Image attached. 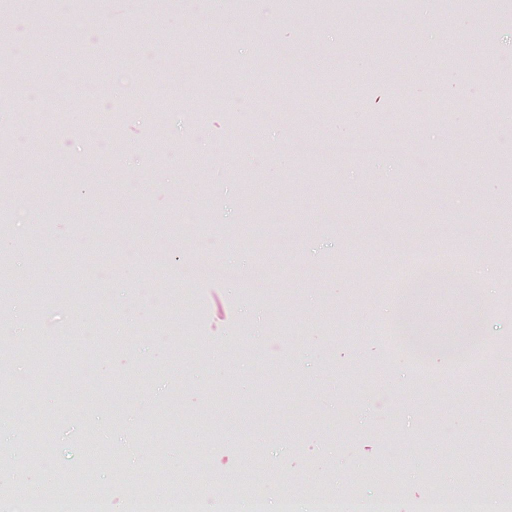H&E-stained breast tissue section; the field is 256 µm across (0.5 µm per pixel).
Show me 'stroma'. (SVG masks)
<instances>
[{
  "mask_svg": "<svg viewBox=\"0 0 512 512\" xmlns=\"http://www.w3.org/2000/svg\"><path fill=\"white\" fill-rule=\"evenodd\" d=\"M36 16L19 67L0 64V181L33 191L38 208L0 205V248L31 268L38 294L0 296L6 317L38 303L45 360L0 375L36 382L48 444L30 447L24 407L0 413V452L30 459L32 477L54 480L85 468L84 436L98 431L116 467L94 481L110 512H127L116 470L194 469L220 487L270 470L256 489L266 501L308 502V487L382 495L413 512L441 474L452 495L469 482L501 493L512 469L480 466V453L512 456V412L503 393L512 362V287L484 301L476 335L453 356L402 346L389 356L375 329L387 303L376 285L420 254L466 250L498 274L512 271V105L489 71L512 74V0H102L94 11L57 0H0V27ZM99 37L89 43L84 24ZM214 77L201 82V44ZM149 47L144 96L99 124L85 111L89 87L112 91V74ZM254 72L237 84L238 71ZM411 74L404 92L419 120L385 147L393 121L390 75ZM235 84L243 101L280 95L306 106L301 120L221 103ZM185 88L180 108L153 111L149 96ZM50 87L72 102L60 115L22 95ZM357 90L363 111L343 119L312 110L320 92ZM460 98L453 122L429 110ZM267 150L242 156L244 134ZM262 235H255L257 225ZM234 255L236 280L253 267L267 279L236 287L199 276L203 238ZM40 241V252L30 248ZM150 302L136 300L141 282ZM134 317L112 332L125 306ZM456 291L427 296L419 314L429 336L446 333ZM264 352L254 367L250 349ZM93 371H86L87 363ZM168 419L173 437L144 438L146 417ZM454 449L445 460V449Z\"/></svg>",
  "mask_w": 512,
  "mask_h": 512,
  "instance_id": "obj_1",
  "label": "stroma"
}]
</instances>
